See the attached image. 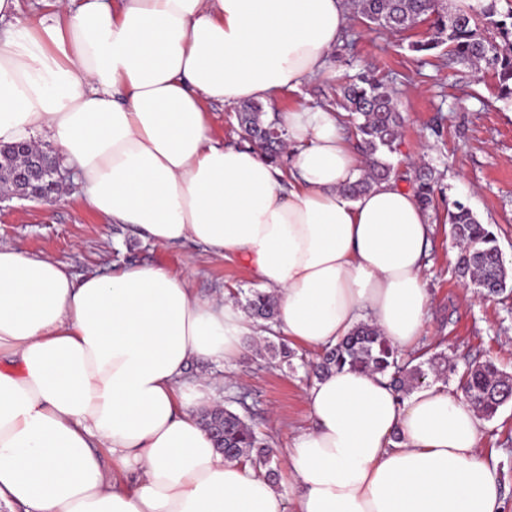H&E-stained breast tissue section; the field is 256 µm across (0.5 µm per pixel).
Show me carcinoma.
Instances as JSON below:
<instances>
[{
	"instance_id": "cac0c4a2",
	"label": "carcinoma",
	"mask_w": 512,
	"mask_h": 512,
	"mask_svg": "<svg viewBox=\"0 0 512 512\" xmlns=\"http://www.w3.org/2000/svg\"><path fill=\"white\" fill-rule=\"evenodd\" d=\"M498 2L477 0L468 9L450 13L447 0H351L353 8L366 21L391 33L400 34L428 25L431 34L411 42V51L427 55L447 46L448 64L492 73L497 78L501 98L511 101L512 3L502 12ZM339 106L348 113V120L357 130L365 163L363 173L344 186L345 194L356 198L377 183L399 178L389 159L396 152L401 127L392 90L379 80L361 76L340 87ZM238 121L246 139L271 163L280 165L285 138L278 126V114L268 119L261 104L247 103L241 107ZM435 184L434 168L420 164L415 170L413 192L426 211L434 205ZM448 223L453 238L463 245L456 264L458 274L470 279L477 293L485 298L512 293L495 233L460 203L448 212ZM241 306L251 317L264 321L275 319L278 313L274 294L259 289L243 294ZM265 350L281 364H289L292 357V351L283 341L269 340ZM345 366L388 377L401 398L425 379L421 365L399 363L398 353L386 337L365 322L335 347L324 350L320 361L313 366V373L319 375ZM461 381L466 398L488 419L512 400V375L490 362L467 366ZM201 420L225 458L248 464L266 479L276 481L271 448L242 416L225 407H216L203 412Z\"/></svg>"
}]
</instances>
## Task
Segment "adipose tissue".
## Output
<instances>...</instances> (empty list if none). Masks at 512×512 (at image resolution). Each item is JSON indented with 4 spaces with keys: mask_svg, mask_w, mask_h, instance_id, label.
<instances>
[{
    "mask_svg": "<svg viewBox=\"0 0 512 512\" xmlns=\"http://www.w3.org/2000/svg\"><path fill=\"white\" fill-rule=\"evenodd\" d=\"M0 0V145L51 151L95 214L156 245L248 260L279 298L274 331L321 351L362 322L403 351L427 318L433 232L392 179L351 199L363 164L338 113H280L289 170L213 142L205 105L272 101L323 76L347 0H56L18 19ZM262 331L153 264L77 278L0 246V512H503L481 421L437 382L400 398L346 367L304 392L310 424L279 491L224 458L198 412L220 381L192 361L238 358ZM112 457L104 469L100 449Z\"/></svg>",
    "mask_w": 512,
    "mask_h": 512,
    "instance_id": "1",
    "label": "adipose tissue"
}]
</instances>
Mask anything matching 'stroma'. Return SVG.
I'll use <instances>...</instances> for the list:
<instances>
[{"label":"stroma","instance_id":"35a3bbf8","mask_svg":"<svg viewBox=\"0 0 512 512\" xmlns=\"http://www.w3.org/2000/svg\"><path fill=\"white\" fill-rule=\"evenodd\" d=\"M428 34L422 25L400 39L376 26L351 22L349 49L334 48L330 56L331 76L280 94L273 108L327 105L338 84L359 73L396 90L403 126L391 160L399 176L411 182L413 163L420 158L438 173L436 206L430 212L433 233L422 270L431 304L421 350L430 357L444 354L449 364L460 367L471 360L491 361L512 374V295L485 300L456 277V244L446 220L455 203L468 207L497 233L512 272V102L499 98L492 73L450 66L409 50V42ZM81 194L80 185L73 183L58 199L1 202L0 245L52 258L76 277L107 274L124 264L162 265L186 274L189 288L202 298L232 297L255 287L245 259H222L192 242H146L88 210ZM315 358V351L300 347L292 366L279 368L255 350L222 367L191 364L187 373L191 379L208 374L224 380L222 404L246 415L275 448L282 483L288 479L286 449L307 425L303 393L314 381L308 364ZM481 431L479 452L498 471L506 487L504 512H512V402L492 420L482 421Z\"/></svg>","mask_w":512,"mask_h":512}]
</instances>
